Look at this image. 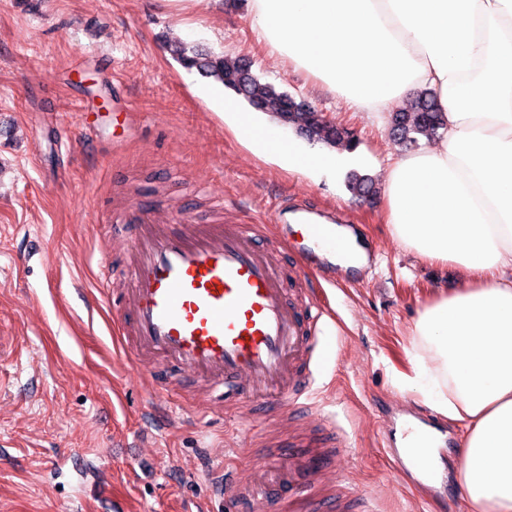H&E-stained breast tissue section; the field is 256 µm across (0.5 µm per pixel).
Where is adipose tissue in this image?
I'll return each instance as SVG.
<instances>
[{
    "mask_svg": "<svg viewBox=\"0 0 512 512\" xmlns=\"http://www.w3.org/2000/svg\"><path fill=\"white\" fill-rule=\"evenodd\" d=\"M269 57L384 125L433 90L432 145L389 160L386 222L398 244L452 265L462 284L417 312L404 385L463 425L459 512H512V0H248ZM224 125L291 173L339 174L361 157L298 144L224 95Z\"/></svg>",
    "mask_w": 512,
    "mask_h": 512,
    "instance_id": "1",
    "label": "adipose tissue"
}]
</instances>
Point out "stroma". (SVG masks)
Here are the masks:
<instances>
[{
    "mask_svg": "<svg viewBox=\"0 0 512 512\" xmlns=\"http://www.w3.org/2000/svg\"><path fill=\"white\" fill-rule=\"evenodd\" d=\"M174 39L251 60L353 130L372 193L353 195L343 174L315 181L253 155L224 125L220 88L175 60ZM403 150L269 58L246 0H0V512H111L116 499L125 512H225L209 477L252 418L180 410L156 429L153 362L115 350L111 318L92 304L96 257L121 259L132 243L108 224L113 197L163 207L171 191L201 213L200 184L241 224L309 206L358 229L370 264L325 288L329 355L307 422L332 416L345 433L329 480L373 512H430L385 448L391 411H426L403 384L417 311L459 275L391 234L379 168ZM165 168L173 178L163 189Z\"/></svg>",
    "mask_w": 512,
    "mask_h": 512,
    "instance_id": "35a3bbf8",
    "label": "stroma"
}]
</instances>
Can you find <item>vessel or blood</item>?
Here are the masks:
<instances>
[{"label":"vessel or blood","mask_w":512,"mask_h":512,"mask_svg":"<svg viewBox=\"0 0 512 512\" xmlns=\"http://www.w3.org/2000/svg\"><path fill=\"white\" fill-rule=\"evenodd\" d=\"M287 218L274 211L271 235L262 224L213 216L162 224L152 205L127 204L109 222L114 232L132 233L133 244L120 263L101 260L100 294L118 347L170 367L156 379L161 392L179 393L202 417L250 406L259 429L244 445L265 447L259 461L273 475L244 488L216 477L214 495L232 497L236 512H366L321 478L344 450L333 421L292 436L276 429L282 416L304 417L325 369L329 311L313 291L289 293L288 282L313 288L317 276L335 272L342 249L335 225ZM405 435V457L392 459L395 473L410 465L434 478L430 432L410 427Z\"/></svg>","instance_id":"b4317fda"}]
</instances>
